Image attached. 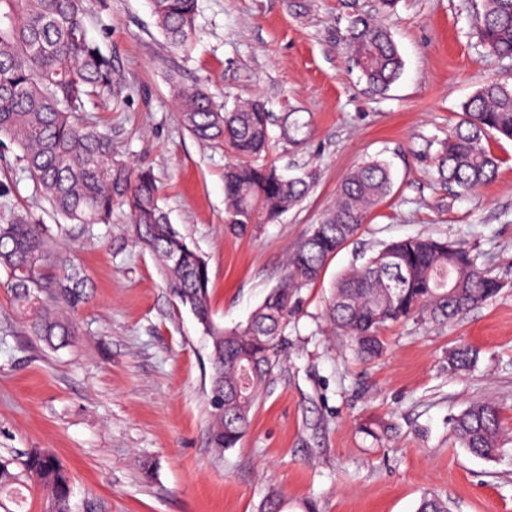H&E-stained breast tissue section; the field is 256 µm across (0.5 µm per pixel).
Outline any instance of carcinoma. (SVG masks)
<instances>
[{"label":"carcinoma","instance_id":"cac0c4a2","mask_svg":"<svg viewBox=\"0 0 512 512\" xmlns=\"http://www.w3.org/2000/svg\"><path fill=\"white\" fill-rule=\"evenodd\" d=\"M398 2L376 0L375 14L357 12L350 20L351 61L378 93L387 92L403 69L390 31L377 20ZM149 3L169 44L190 52L197 0ZM472 25L488 55L512 60V0H480ZM113 82L112 61L87 37L84 0H0V144L20 151L19 161L40 194L70 223L108 224L115 206L126 208L135 238L161 262L171 295L210 340L209 440L222 452L241 440L280 365L278 343L299 291L321 278L328 261L390 194L391 172L372 159L347 174L333 209L290 255L284 278L245 326L226 329L213 319L207 261L170 224L154 175L115 164L112 136L85 115L86 100L112 94ZM173 97L196 139L222 142L233 155L224 169V222L232 229H245L258 215L273 223L307 195L312 173L288 178L266 159L270 116L261 101L221 108L202 87L178 84ZM491 137L512 140L511 84L488 81L463 104L462 119L435 157L438 177L463 190L492 181L500 159L486 146ZM0 266L10 274L31 335L54 350L69 346L76 336L69 312L87 300V283L28 213L15 212L0 224ZM501 288L466 247L443 238L407 237L345 272L332 289L326 316L349 337L356 358L368 361L384 352L387 327L404 320L446 322L495 298ZM477 358L476 349L459 345L448 372L465 373ZM453 434L471 455L489 460L512 441L500 408L487 401L456 416ZM30 483L46 490L47 512H98L95 501L74 500L69 473L54 453L32 449L18 471L0 458V496L19 498ZM417 512L451 508L432 492L424 494Z\"/></svg>","mask_w":512,"mask_h":512}]
</instances>
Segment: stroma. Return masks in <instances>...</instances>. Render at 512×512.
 <instances>
[{
	"instance_id": "1",
	"label": "stroma",
	"mask_w": 512,
	"mask_h": 512,
	"mask_svg": "<svg viewBox=\"0 0 512 512\" xmlns=\"http://www.w3.org/2000/svg\"><path fill=\"white\" fill-rule=\"evenodd\" d=\"M473 0H399L384 16L404 61L384 94L350 67L349 14L375 0H198L192 50L171 48L146 0H85L89 39L117 82L86 110L112 136L116 163L150 168L171 224L208 262L214 319L246 323L286 272L288 255L332 207L357 165L390 163V195L361 232L300 292L280 367L236 447L209 445L210 348L168 292L125 210L108 224H72L0 149V224L24 210L70 253L88 282L79 334L53 350L30 336L0 268V458L52 451L78 496L102 512H258L271 491L288 512H416L436 492L453 512H512V443L493 461L455 441V416L495 401L512 430V141L490 140L502 164L465 191L437 182L431 159L485 82L512 83V60L489 56L471 28ZM217 105L260 99L272 115L269 158L316 175L277 222L241 235L224 222L223 145L183 126L170 76ZM430 235L464 243L502 289L444 324L409 320L383 332L385 353L355 361L325 318L331 288L384 245ZM460 344L471 371H448ZM448 359V371L452 374H460L470 371L476 364L478 351L468 345H459L453 348Z\"/></svg>"
}]
</instances>
